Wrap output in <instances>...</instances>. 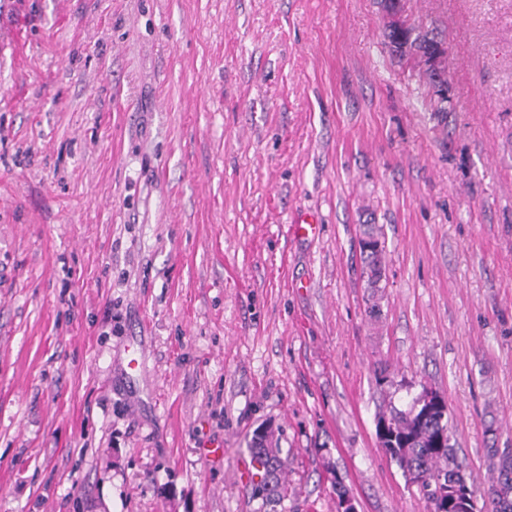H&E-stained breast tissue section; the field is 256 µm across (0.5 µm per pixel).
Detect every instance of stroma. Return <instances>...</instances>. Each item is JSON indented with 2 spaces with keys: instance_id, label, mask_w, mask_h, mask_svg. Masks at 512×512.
<instances>
[{
  "instance_id": "obj_1",
  "label": "stroma",
  "mask_w": 512,
  "mask_h": 512,
  "mask_svg": "<svg viewBox=\"0 0 512 512\" xmlns=\"http://www.w3.org/2000/svg\"><path fill=\"white\" fill-rule=\"evenodd\" d=\"M0 0V512H428L383 401L512 452V0ZM316 214L313 239L289 231ZM385 236V286L362 225ZM378 303L380 316L366 314ZM142 340L138 401L122 371ZM384 34L400 56L411 53L425 57L436 53L440 45H446L442 40L430 38L427 33H422L415 26L391 24L385 29ZM363 230L359 239L360 255L364 264L366 286L373 294L378 293L385 277L384 256L385 238L382 231L374 224L362 225ZM247 449L251 465L256 470L252 474V497L261 499L263 505H281L288 499V482L281 475L278 456L273 448H269L268 443H255L253 437L247 443ZM256 463L261 468H257Z\"/></svg>"
}]
</instances>
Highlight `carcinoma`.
Segmentation results:
<instances>
[{
    "instance_id": "obj_1",
    "label": "carcinoma",
    "mask_w": 512,
    "mask_h": 512,
    "mask_svg": "<svg viewBox=\"0 0 512 512\" xmlns=\"http://www.w3.org/2000/svg\"><path fill=\"white\" fill-rule=\"evenodd\" d=\"M394 51L404 56L416 54L422 57L437 52L443 41L431 38L415 26L394 24L385 29ZM360 255L364 264L366 287L376 293L382 288L385 277V238L374 224L363 225L359 239ZM417 398L404 409L395 406L381 407L375 420L388 422L385 453L411 480L420 484L419 494L429 504L442 498L453 502L450 484L467 487L468 499L477 500L476 491L462 474V463L453 453L449 413L438 411L424 420L412 416ZM247 449L251 464L260 468L252 474V497L262 500L265 505H280L288 499V482L280 472V460L268 445L249 441ZM491 512H512V456L501 457L498 475L488 489Z\"/></svg>"
}]
</instances>
